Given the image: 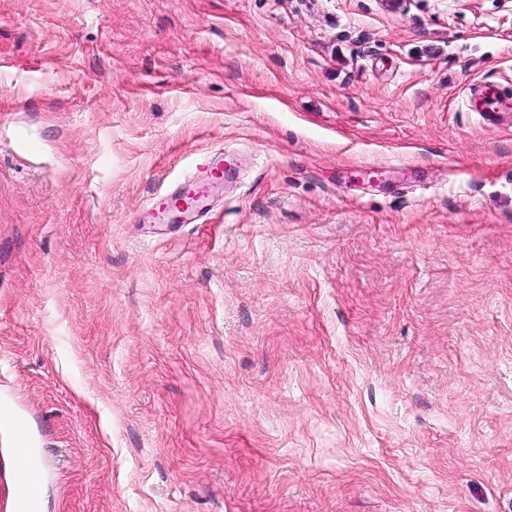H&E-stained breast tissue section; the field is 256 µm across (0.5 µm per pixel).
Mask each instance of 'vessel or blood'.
Masks as SVG:
<instances>
[{
    "mask_svg": "<svg viewBox=\"0 0 512 512\" xmlns=\"http://www.w3.org/2000/svg\"><path fill=\"white\" fill-rule=\"evenodd\" d=\"M233 166L232 160L220 154L205 158L198 175L177 187L173 201L156 202L155 208L159 217L181 224L200 220L205 213L207 200L221 188L225 173ZM13 439L12 454L17 465L12 474L15 489L12 509L13 512H37L39 488L30 478L36 450L32 446L27 426L23 421L14 422Z\"/></svg>",
    "mask_w": 512,
    "mask_h": 512,
    "instance_id": "obj_1",
    "label": "vessel or blood"
}]
</instances>
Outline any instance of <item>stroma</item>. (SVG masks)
<instances>
[{
    "label": "stroma",
    "instance_id": "1",
    "mask_svg": "<svg viewBox=\"0 0 512 512\" xmlns=\"http://www.w3.org/2000/svg\"><path fill=\"white\" fill-rule=\"evenodd\" d=\"M387 2L0 0V512H512V0ZM233 166L230 158L224 160L223 153L205 158L198 175L177 187L172 202L158 200L155 203L159 217L179 224H191L200 220L205 213V203L221 188L224 173H228ZM175 200L182 203L175 206ZM14 445L11 452L18 465L12 474L15 495L13 512H36L39 507V488L31 481L30 469L36 456L26 424L17 420L13 423Z\"/></svg>",
    "mask_w": 512,
    "mask_h": 512
}]
</instances>
